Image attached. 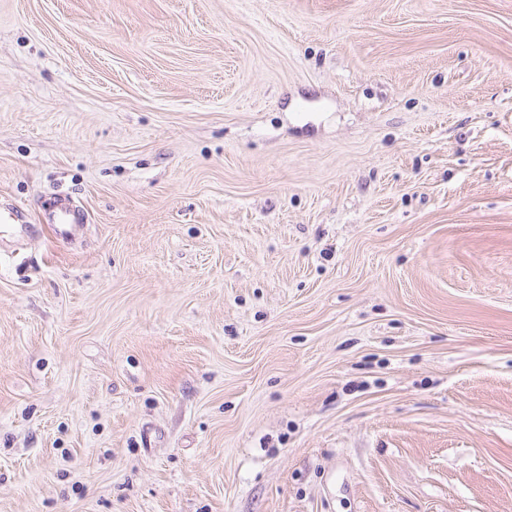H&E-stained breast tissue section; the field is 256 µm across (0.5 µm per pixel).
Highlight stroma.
Instances as JSON below:
<instances>
[{
	"mask_svg": "<svg viewBox=\"0 0 512 512\" xmlns=\"http://www.w3.org/2000/svg\"><path fill=\"white\" fill-rule=\"evenodd\" d=\"M0 512H512V0H0ZM45 221L49 224L48 229L56 240L68 243L73 235V228L76 224L86 223L87 217L69 202L63 200L56 206V211L50 217L45 218Z\"/></svg>",
	"mask_w": 512,
	"mask_h": 512,
	"instance_id": "1",
	"label": "stroma"
}]
</instances>
